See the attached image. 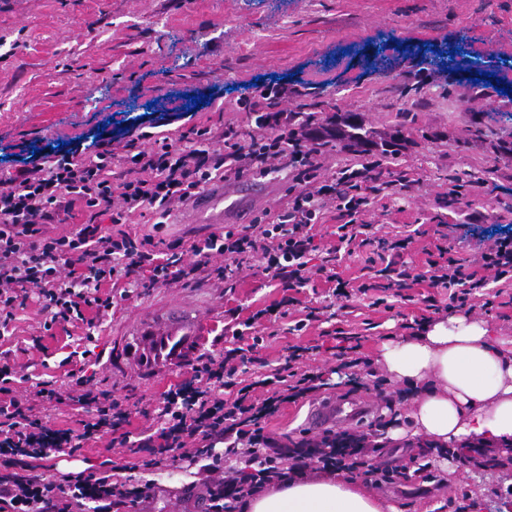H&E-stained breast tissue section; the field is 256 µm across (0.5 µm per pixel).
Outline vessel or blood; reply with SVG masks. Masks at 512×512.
<instances>
[{
  "instance_id": "1",
  "label": "vessel or blood",
  "mask_w": 512,
  "mask_h": 512,
  "mask_svg": "<svg viewBox=\"0 0 512 512\" xmlns=\"http://www.w3.org/2000/svg\"><path fill=\"white\" fill-rule=\"evenodd\" d=\"M204 326L203 320L189 321L178 314L160 322L144 321L135 326L134 339L126 343L125 351L145 381H160L177 373L185 357L203 347ZM368 411V406L352 400L320 399L311 402L305 423L321 432Z\"/></svg>"
}]
</instances>
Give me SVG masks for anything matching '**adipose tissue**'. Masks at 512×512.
Here are the masks:
<instances>
[{
    "label": "adipose tissue",
    "instance_id": "obj_1",
    "mask_svg": "<svg viewBox=\"0 0 512 512\" xmlns=\"http://www.w3.org/2000/svg\"><path fill=\"white\" fill-rule=\"evenodd\" d=\"M392 379L419 387L414 436L445 447L512 440V338L490 335L465 316L384 345ZM245 512H393L341 477L281 483L250 499Z\"/></svg>",
    "mask_w": 512,
    "mask_h": 512
}]
</instances>
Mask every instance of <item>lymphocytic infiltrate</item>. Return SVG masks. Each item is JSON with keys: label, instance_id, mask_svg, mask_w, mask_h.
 <instances>
[{"label": "lymphocytic infiltrate", "instance_id": "f902f5d3", "mask_svg": "<svg viewBox=\"0 0 512 512\" xmlns=\"http://www.w3.org/2000/svg\"><path fill=\"white\" fill-rule=\"evenodd\" d=\"M265 125L264 132L251 135L247 147L233 130L218 135L209 126L191 127L179 146L166 136L142 149L128 141L122 158L126 169L119 174L112 170V151L103 149L83 158L73 151L48 154L0 177V328L13 320L16 307L24 305L31 289L42 303L44 330L77 322L94 328L112 315L113 297L104 294V287L168 286L192 279L208 266L216 278L229 281L257 262L287 289L305 287L318 274L333 283L336 298L367 294L366 283L349 290L336 272V262L341 251L368 233L359 215L375 199L411 187L409 170H402L396 180L384 181L366 178V170L354 169L344 172L342 182L331 183L317 173L320 147H303V135L295 131L289 113H268ZM284 155L289 158L292 182L288 209L271 222L231 227L222 235L187 245L176 240L163 246L152 235L137 237L125 229L145 210L167 214L171 204L194 196L215 176L265 171ZM329 199L336 208V242L312 272L306 254ZM78 202L88 214L87 222L66 234L48 235L47 225L70 215ZM105 215L112 224L107 232L98 222ZM187 254L192 257L188 263L183 260ZM216 255L223 256V265L211 266ZM427 267L431 285L447 290L449 308L462 309L488 282L512 281V239L488 246L476 272L466 271L450 257L428 260ZM89 309L94 312L90 318L85 315ZM231 332L232 348L220 356L207 350L198 353L189 362L191 380L163 393L159 425L152 434L136 442L127 432L115 437L119 447L135 444L145 449V457L137 462L139 469L171 466L186 447L195 456L209 458L210 470H223L224 475L207 490L208 512H243L250 497L310 471L356 472L375 488L393 483L398 467L369 464L378 446L365 434L330 429L288 445L267 434L266 422L282 404L329 390L331 384L322 371L303 368L300 346L292 347L284 363L270 374L246 381L243 342L248 339L261 346L270 331L252 316ZM333 334L341 341L340 366L348 371L347 386L363 389V376H374L375 371L370 359L359 354V334L340 326ZM68 376L76 387L72 395L52 380L27 383L25 376L0 360V458L19 455L43 460L56 453L70 454L82 441L99 435L102 427L128 421L131 412L123 399L98 388L78 370ZM38 401L78 406L88 415L81 433L52 428L36 417L33 409ZM219 446L228 467L212 457ZM242 457L253 464V472L244 474L233 467V460ZM139 494L138 488L113 482L112 468L105 462L90 473L56 476L22 471L0 478V512H114L136 502Z\"/></svg>", "mask_w": 512, "mask_h": 512}]
</instances>
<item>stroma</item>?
Masks as SVG:
<instances>
[{"mask_svg":"<svg viewBox=\"0 0 512 512\" xmlns=\"http://www.w3.org/2000/svg\"><path fill=\"white\" fill-rule=\"evenodd\" d=\"M456 50L453 67L421 62L429 46ZM512 0H0V172L23 166L35 150L83 149L92 141L111 142L123 154L131 131L161 115L173 120L163 135L176 139L194 125L231 127L241 139L255 129V115L238 111L243 96L277 89L278 110L320 100L323 116L356 114L375 141L405 136L398 155L387 159L385 179L413 170L417 182L365 212L372 226L369 246L342 255L336 270L343 279L374 277L366 259L385 252L403 226L416 229L403 251L409 279L408 300L371 308L368 297L332 304L299 332L279 329L266 339L252 370L261 362L282 363L292 345L310 347L311 367L339 382L336 340L328 337L337 321L348 320L363 336L381 391L366 392L377 404L392 401L398 426L412 432L415 409L411 387L387 378L380 362L384 344L411 337L405 324L421 315L427 300L440 305L433 321L448 319V293L432 287L426 260L435 246L478 268L494 240L512 237ZM490 80H482V73ZM461 195H450L452 185ZM211 199L201 209L200 198ZM286 174L247 170L206 185L199 197L172 205L163 227L147 212L129 232L168 241L210 235V221L249 224L264 213L284 211ZM284 288L246 269L233 287L199 271L185 284L134 288L115 297L111 319L90 329L54 326L44 330L36 298L17 310L13 341L27 343L15 362L32 379L66 382L62 361L86 350L85 371L101 388L133 390L138 412L126 426L132 436L149 434L155 410L173 379L147 385L135 369L111 377L105 364L112 336L128 331L132 320L155 319L167 307L187 318L208 320L209 351L222 354L225 326L245 320L284 296ZM111 435L84 441L77 456L51 455L41 467L80 471L114 461L115 481L142 492L129 512H204L202 497L213 475L203 460L187 458L155 471L135 469L138 457L111 445ZM422 454L447 470L448 484L435 488L418 479L376 491L397 512H455L471 492L470 512H512V494L488 495L494 480L512 485V466L475 467V454H439L423 441H385L372 464L397 466Z\"/></svg>","mask_w":512,"mask_h":512,"instance_id":"obj_1","label":"stroma"}]
</instances>
